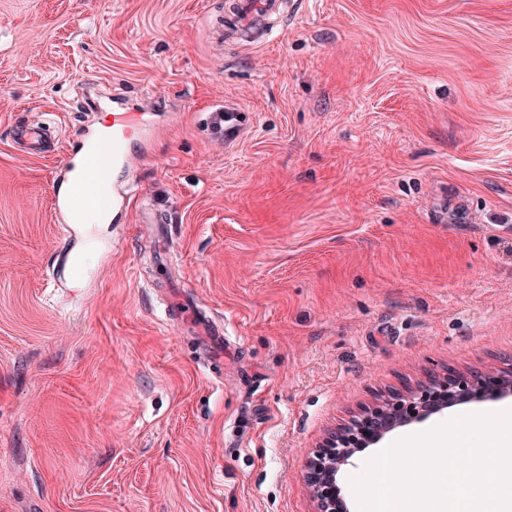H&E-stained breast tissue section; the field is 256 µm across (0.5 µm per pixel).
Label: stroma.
<instances>
[{"instance_id": "35a3bbf8", "label": "stroma", "mask_w": 512, "mask_h": 512, "mask_svg": "<svg viewBox=\"0 0 512 512\" xmlns=\"http://www.w3.org/2000/svg\"><path fill=\"white\" fill-rule=\"evenodd\" d=\"M228 5L0 0V512H314L329 431L512 359V0H286L223 45ZM113 98L159 128L135 192L56 218Z\"/></svg>"}]
</instances>
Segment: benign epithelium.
<instances>
[{
  "mask_svg": "<svg viewBox=\"0 0 512 512\" xmlns=\"http://www.w3.org/2000/svg\"><path fill=\"white\" fill-rule=\"evenodd\" d=\"M512 397V368L499 373L453 372L432 375L380 396L336 431L307 460L305 480L315 512H347L337 481L355 454L391 431L421 422L452 406Z\"/></svg>",
  "mask_w": 512,
  "mask_h": 512,
  "instance_id": "benign-epithelium-1",
  "label": "benign epithelium"
}]
</instances>
